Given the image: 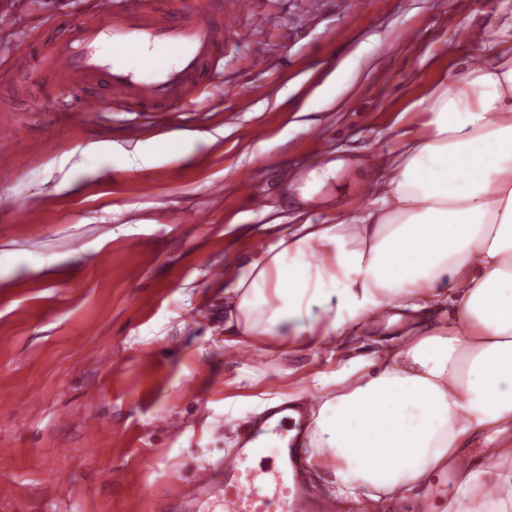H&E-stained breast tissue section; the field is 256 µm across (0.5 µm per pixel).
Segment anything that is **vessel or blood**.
<instances>
[{"instance_id": "b4317fda", "label": "vessel or blood", "mask_w": 512, "mask_h": 512, "mask_svg": "<svg viewBox=\"0 0 512 512\" xmlns=\"http://www.w3.org/2000/svg\"><path fill=\"white\" fill-rule=\"evenodd\" d=\"M233 16H206L191 0H94L91 8L58 22V33L39 60L53 81L79 93L68 118L78 123L94 112L126 102L140 111H179L187 98L206 92L207 69L216 62ZM98 83L105 95L85 93ZM304 414L269 410L223 458L195 465L171 498L169 512H311L301 437ZM278 443L279 457L260 452Z\"/></svg>"}]
</instances>
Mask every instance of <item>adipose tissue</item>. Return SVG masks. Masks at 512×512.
<instances>
[{
	"label": "adipose tissue",
	"instance_id": "ef3b65f1",
	"mask_svg": "<svg viewBox=\"0 0 512 512\" xmlns=\"http://www.w3.org/2000/svg\"><path fill=\"white\" fill-rule=\"evenodd\" d=\"M370 206L304 223L238 267L226 296L230 348L327 346L388 310L411 317L378 357H353L309 399L306 461L333 471L338 499L419 500L458 467L440 512H512V16L492 62L441 80ZM452 307L418 324L424 310ZM492 455L472 453L477 438Z\"/></svg>",
	"mask_w": 512,
	"mask_h": 512
}]
</instances>
